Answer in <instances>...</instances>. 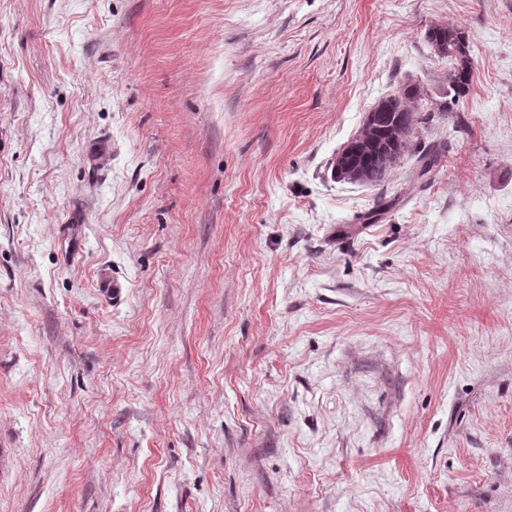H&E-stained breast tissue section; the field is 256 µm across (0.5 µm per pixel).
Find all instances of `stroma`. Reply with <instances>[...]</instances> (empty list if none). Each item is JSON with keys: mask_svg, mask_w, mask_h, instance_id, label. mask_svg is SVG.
<instances>
[{"mask_svg": "<svg viewBox=\"0 0 512 512\" xmlns=\"http://www.w3.org/2000/svg\"><path fill=\"white\" fill-rule=\"evenodd\" d=\"M0 512H512V0H0ZM424 38L434 52L441 57L453 58L454 71L449 75L446 99L439 105L438 112L447 113L457 106L469 89L472 60V47L466 41V36L457 28L434 25L426 29ZM424 96L421 85L404 84L397 94L380 99L367 113L359 133L336 154V176L370 185L385 182L401 157L417 150V126L434 120L432 112L424 118L416 112V103Z\"/></svg>", "mask_w": 512, "mask_h": 512, "instance_id": "1", "label": "stroma"}]
</instances>
